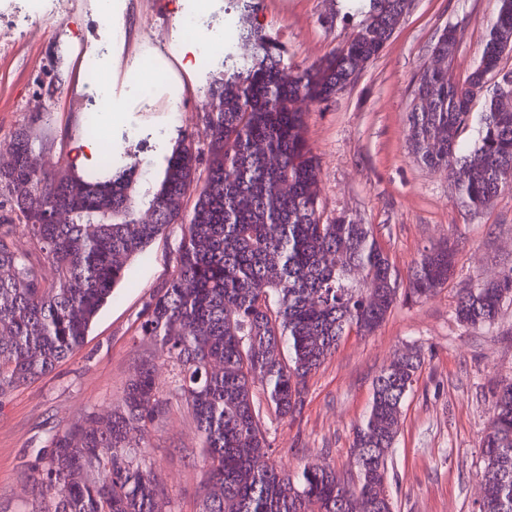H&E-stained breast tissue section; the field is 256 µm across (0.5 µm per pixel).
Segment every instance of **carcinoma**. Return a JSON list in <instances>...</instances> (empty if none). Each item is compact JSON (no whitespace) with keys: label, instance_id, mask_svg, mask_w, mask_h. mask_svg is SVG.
I'll return each instance as SVG.
<instances>
[{"label":"carcinoma","instance_id":"obj_1","mask_svg":"<svg viewBox=\"0 0 512 512\" xmlns=\"http://www.w3.org/2000/svg\"><path fill=\"white\" fill-rule=\"evenodd\" d=\"M411 5L373 0L353 37L300 72L281 66L242 15L238 36L257 54L207 91L205 172L185 138L146 201L138 163L105 180L51 174L28 130L17 129L11 164L0 168V396L80 349L127 261L180 223L176 268L150 296L140 332L177 367V391L200 436L195 464L207 489L199 512H393L388 459L406 389L421 367L417 353L393 360L374 381L353 426L354 479L328 465L282 470L266 418L299 411L306 379L351 332L372 334L397 301L398 273L372 225L322 218L297 102L327 100L350 86ZM459 34L450 26L432 46L412 91L407 140L417 162L447 169L458 198L480 211L512 188V103L500 92L512 100V68L503 66L512 55V0H498L476 62L456 80L435 59L448 57ZM478 98L481 136L459 156ZM198 184L188 214L170 207ZM143 203L147 221L139 216ZM454 257L446 244L423 254L409 293L421 298L444 286ZM42 262L55 268L51 283L36 275ZM507 302L512 274L467 291L456 317L491 325ZM160 413L155 367L146 362L105 428L87 415L52 434L39 454L42 479L56 490L55 512H172L132 438ZM480 454L478 512H512V382L494 398Z\"/></svg>","mask_w":512,"mask_h":512}]
</instances>
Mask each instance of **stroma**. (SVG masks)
I'll return each instance as SVG.
<instances>
[{
    "instance_id": "stroma-1",
    "label": "stroma",
    "mask_w": 512,
    "mask_h": 512,
    "mask_svg": "<svg viewBox=\"0 0 512 512\" xmlns=\"http://www.w3.org/2000/svg\"><path fill=\"white\" fill-rule=\"evenodd\" d=\"M369 0H253L250 21L280 56L299 70L323 61L362 24ZM190 0H0V162L12 133L26 128L49 171L108 174L90 152L88 104L95 91L87 62L109 75L103 100L119 118L105 136L114 163L138 162L142 190H154L165 160L184 137L197 147L210 139L199 113L214 78L251 60L252 42L232 30L238 0H209L198 34H225L224 50L204 55L196 37L176 38ZM497 0H414L378 59L336 97L299 102L306 138L317 158V193L325 217L373 225L407 281L421 254L446 242L455 273L430 297L399 293L385 322L369 336L349 335L309 378L299 415L268 424L275 460L293 472L306 463L351 469L352 427L367 408L380 370L408 348L420 349L422 370L408 392L392 453L389 492L395 512H475L481 496V441L493 393L512 378V303L493 326L455 318L459 296L512 271V191L474 213L456 198L447 170L418 164L406 140V114L415 81L431 57L438 31L461 24L450 65L453 77L472 66ZM124 31L112 38V28ZM167 68L186 121L165 109L167 89L143 92L134 67ZM181 225H169L133 259L92 323L84 345L49 375L0 397V512H53L54 489L38 483V451L55 431L92 413L106 419L140 364L156 365L157 396L165 407L139 443L175 512H197L205 482L192 454L199 435L175 391L176 370L158 359L140 334L146 303L175 270Z\"/></svg>"
}]
</instances>
